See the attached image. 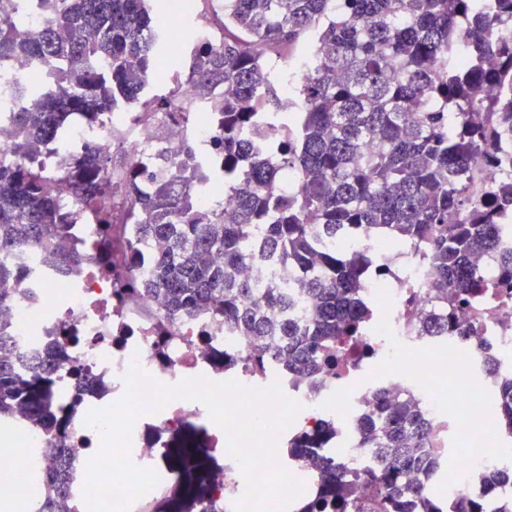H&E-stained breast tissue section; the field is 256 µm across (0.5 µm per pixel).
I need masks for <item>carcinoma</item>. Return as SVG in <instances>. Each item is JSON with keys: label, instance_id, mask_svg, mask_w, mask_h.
Instances as JSON below:
<instances>
[{"label": "carcinoma", "instance_id": "obj_1", "mask_svg": "<svg viewBox=\"0 0 512 512\" xmlns=\"http://www.w3.org/2000/svg\"><path fill=\"white\" fill-rule=\"evenodd\" d=\"M42 15L31 29L23 18L0 26V60L17 68L41 64L43 79L21 88L27 100L13 112L11 160L0 162V300L22 273L4 256L39 251L64 276L82 257L67 246L74 224L69 205L47 193L60 172L32 155L37 143L57 151L61 127L74 113L92 119L136 106L160 112L176 93L211 103L223 133L224 190L235 204L205 210L196 200L202 179L194 147L181 149L178 176L160 154L148 193L135 177L117 185L107 176L112 156L88 146L72 156L67 179L79 206L93 212L108 236L122 219L117 195L131 201L135 241L160 239L166 248L150 277L121 282L129 296L163 297L172 318L207 309L256 343L244 357L264 373L274 349L264 343L269 312L288 308L280 288H257L236 276L254 247L279 256L312 297L303 325L288 322L286 368L312 377L336 368V354L359 348L366 319L360 288L371 269L361 252L331 245L340 236L372 233L419 249L440 311L428 330L461 334L455 313L480 288L512 291V254L498 250L502 225H512V0H224L222 37L213 45L180 42L181 78L151 88L165 40V8L148 0H34ZM312 36L313 62L296 87L294 123L279 149L266 153L284 111L280 84L290 80L291 49ZM224 87V99L214 94ZM498 171L481 199L473 196L472 162ZM297 184L282 188L288 175ZM498 256V277L476 267ZM64 362L50 348L42 369L18 372L0 358V420L24 409L52 440L67 437L50 408L53 367ZM497 425L512 422V380L497 390ZM428 424L409 401L377 396L361 422L366 446L380 467L363 477L319 457L321 491L302 512H439L440 499L408 481L431 467L421 453ZM317 439L292 441L291 457L313 455ZM40 512H68V470L62 449L46 453Z\"/></svg>", "mask_w": 512, "mask_h": 512}]
</instances>
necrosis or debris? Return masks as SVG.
<instances>
[{"mask_svg":"<svg viewBox=\"0 0 512 512\" xmlns=\"http://www.w3.org/2000/svg\"><path fill=\"white\" fill-rule=\"evenodd\" d=\"M219 135L210 108L182 94L175 97L170 111L147 121L132 109L95 122L81 118L69 130L65 152L73 154L88 142L107 152L119 140L125 149V169L136 170L152 164L159 153L174 155L186 140L201 155L212 156ZM125 169L110 170L109 175L122 180ZM101 230L93 214H78L72 231L85 256L79 272L67 277L47 274L41 254L31 250L15 254L13 263L31 278L0 304V326L10 329L25 365L37 366L48 343L56 340L68 356V366L54 376L52 404L67 424L63 448L72 467L71 512H87L85 465L101 448L99 433L85 427L84 419L91 410L123 401L124 376L134 366L165 383L198 376L216 382L233 379L245 387L280 382L302 409L276 438L282 450L279 460L303 482L306 495L319 491L321 477L306 459L285 455L289 441L324 430L326 447L340 451L349 471L376 468V451L364 446L358 425L372 409L374 392L382 389L394 397L411 398L429 422L426 453L457 475L448 486L447 505H455L465 492L486 503L503 496V489L491 488L485 477L494 470L512 473L499 452L504 435L494 431L493 447L474 446L476 430L464 412L476 404L495 412L492 391L499 381L512 378V295L490 286L483 289L456 315L465 337L431 336L424 329L423 315L432 309V293L419 256L397 242L372 247L363 237L340 238L335 242L337 250L373 248L388 272L384 278L369 274L363 284L362 296L373 310L362 336L366 354L357 360L343 355L337 373L315 381L283 377L276 367L257 377L225 366V357L246 352L252 340L225 326L209 310L172 320L158 298H119L117 273L126 267L133 227L114 225L106 239ZM492 358L498 368L490 375L483 367ZM445 362L457 369L442 389L436 367ZM72 364L88 369L93 382L88 396L73 394L68 370ZM9 430L13 451L0 455V474L10 482L0 491L38 504L44 467L41 451L53 442L43 429L19 419ZM224 438L201 403L178 399L157 412L150 402H142L129 458L137 467L156 470L160 480L127 512H235L244 481L238 463L224 449Z\"/></svg>","mask_w":512,"mask_h":512,"instance_id":"4bbe7bcc","label":"necrosis or debris"}]
</instances>
